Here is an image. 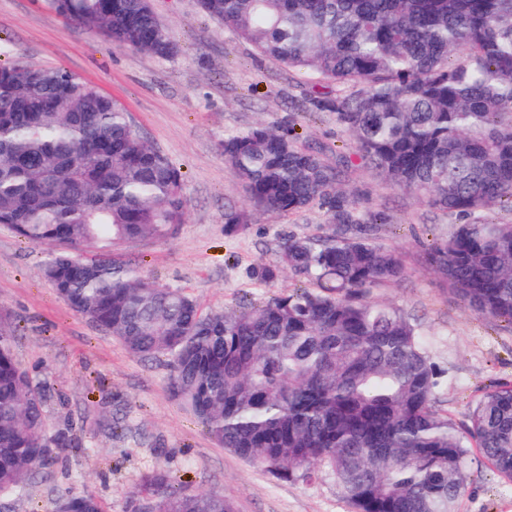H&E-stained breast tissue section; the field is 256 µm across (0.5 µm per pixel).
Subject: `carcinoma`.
<instances>
[{
    "instance_id": "cac0c4a2",
    "label": "carcinoma",
    "mask_w": 512,
    "mask_h": 512,
    "mask_svg": "<svg viewBox=\"0 0 512 512\" xmlns=\"http://www.w3.org/2000/svg\"><path fill=\"white\" fill-rule=\"evenodd\" d=\"M114 47L176 52L150 0H48ZM258 53L307 78L356 154L391 188L466 218L431 247L466 305L512 327V0H199ZM344 89L332 94L329 83ZM221 152L255 213L325 209L321 234L292 235L279 263L304 285L244 310L203 312L182 291L114 254L185 223L181 169L118 102L73 73L0 64V224L48 248L42 276L67 305L136 357L166 358L172 397L221 447L279 477L327 473L355 512H455L477 446L512 480V385H494L459 425L438 408L445 371L403 309L371 299L407 269L367 233L384 211L345 187L351 160L301 148L294 127L224 136ZM44 390L18 364L0 323V500L48 469ZM52 512H105L92 493ZM128 512H232L224 497L179 491L157 475Z\"/></svg>"
}]
</instances>
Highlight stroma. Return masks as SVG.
<instances>
[{
  "label": "stroma",
  "mask_w": 512,
  "mask_h": 512,
  "mask_svg": "<svg viewBox=\"0 0 512 512\" xmlns=\"http://www.w3.org/2000/svg\"><path fill=\"white\" fill-rule=\"evenodd\" d=\"M152 8L177 46L165 59L114 48L64 21L45 0H0V63L62 68L94 85L124 106L140 134L184 175L187 216L177 234L124 243L116 253L206 311L247 307L294 288L295 277L284 273L269 285L258 270L277 263L285 237L322 232L324 210L258 215L244 233L226 235L225 207L247 201L218 150L225 133L291 123L299 146L353 157L354 186L388 215L374 239L399 250L409 274L376 296L417 319L431 360L447 369L441 410L463 421L491 385L512 384V328L458 300L427 260L429 246L459 216L384 184L355 159L349 133L335 113L314 105L297 72L235 40L202 14L198 0H152ZM45 257V247L0 226V323L13 331L22 369L46 390L49 431L71 439L51 467L52 481L32 479L23 496L8 500L9 512H50L56 488L93 493L108 512H126L131 491L160 472L176 489L224 496L234 512H354L331 476L279 479L216 445L171 398L166 362L132 356L72 311L42 277ZM456 510L512 512V481L475 447Z\"/></svg>",
  "instance_id": "1"
}]
</instances>
